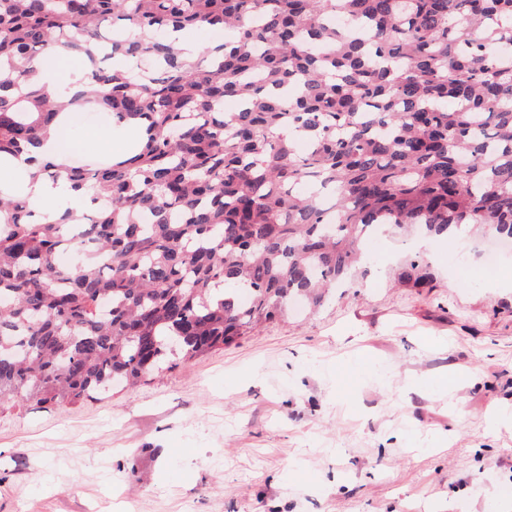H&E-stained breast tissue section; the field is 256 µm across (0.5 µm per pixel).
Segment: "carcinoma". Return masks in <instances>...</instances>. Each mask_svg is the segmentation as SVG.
<instances>
[{
  "label": "carcinoma",
  "mask_w": 512,
  "mask_h": 512,
  "mask_svg": "<svg viewBox=\"0 0 512 512\" xmlns=\"http://www.w3.org/2000/svg\"><path fill=\"white\" fill-rule=\"evenodd\" d=\"M186 28L236 38L206 65L169 42ZM75 40L121 57L88 78L151 135L67 168L99 202L83 224L0 195V411L87 399L295 297L318 306L374 227L512 239V53L491 51L512 48V0H0V157L64 109L28 63Z\"/></svg>",
  "instance_id": "1"
}]
</instances>
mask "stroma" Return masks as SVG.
<instances>
[{"mask_svg": "<svg viewBox=\"0 0 512 512\" xmlns=\"http://www.w3.org/2000/svg\"><path fill=\"white\" fill-rule=\"evenodd\" d=\"M126 133L90 110L74 153ZM386 229L318 309L133 386L0 412V512H512V256ZM433 280L399 274L415 255ZM510 253H512V242H494L492 245L484 247L481 267L486 272H493L499 268L502 259Z\"/></svg>", "mask_w": 512, "mask_h": 512, "instance_id": "35a3bbf8", "label": "stroma"}]
</instances>
